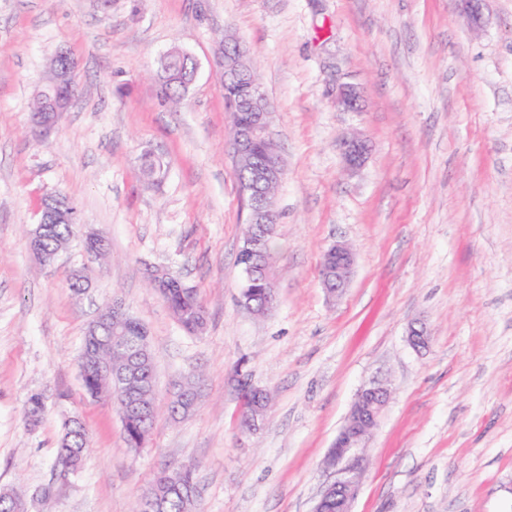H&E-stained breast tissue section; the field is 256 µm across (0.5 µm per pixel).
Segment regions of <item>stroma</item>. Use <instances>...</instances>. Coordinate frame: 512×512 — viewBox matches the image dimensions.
I'll return each mask as SVG.
<instances>
[{
  "label": "stroma",
  "instance_id": "1",
  "mask_svg": "<svg viewBox=\"0 0 512 512\" xmlns=\"http://www.w3.org/2000/svg\"><path fill=\"white\" fill-rule=\"evenodd\" d=\"M239 41L272 105L285 175L271 257L277 303H239L248 209L216 59ZM199 62L176 102L158 61ZM77 93L47 137L30 127L37 81L58 51ZM346 86L363 107L336 104ZM370 146L348 171L339 145ZM152 148L157 183L140 169ZM75 200L109 241L72 239L54 265L28 250L44 195ZM356 252L344 294L325 293L323 251ZM89 267L91 288L68 286ZM198 289L204 332L183 331L145 270ZM121 298L149 330L158 411L128 448L112 403L85 390L80 353L99 309ZM430 344L416 351L412 324ZM270 389L263 431L244 435L236 369ZM196 411L172 419L174 383ZM392 398L367 442L352 512H512V0H0V490L27 512H136L163 469L195 468L197 512H312L334 480L328 449L361 387ZM46 410L28 426L31 395ZM91 440L61 474L65 419Z\"/></svg>",
  "mask_w": 512,
  "mask_h": 512
}]
</instances>
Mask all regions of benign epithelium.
Here are the masks:
<instances>
[{
  "label": "benign epithelium",
  "mask_w": 512,
  "mask_h": 512,
  "mask_svg": "<svg viewBox=\"0 0 512 512\" xmlns=\"http://www.w3.org/2000/svg\"><path fill=\"white\" fill-rule=\"evenodd\" d=\"M217 67L233 100L231 111L247 113L234 128L232 146L236 159L245 161L256 148H264L263 153L250 167L248 179L241 185L242 193L250 197L249 223L257 225V233L245 241L240 265L245 282L253 284L262 281L269 284L272 282L271 267L265 262L261 244L270 235L265 225L274 220L275 211L274 203L266 197L264 190L280 182L283 173L281 157L270 133L271 104L257 86L248 62V51L239 42H224V50L217 58ZM74 75L75 65L67 54H57L52 58L48 77L36 88L35 96L42 105V112L31 121L34 133L49 135L57 128L60 114L68 109L74 97ZM338 103L343 109L355 112L360 105L359 93L349 86L340 92ZM340 150L346 165L357 169L364 164L369 147L364 140L353 136L341 143ZM62 221L73 225V236H83L87 253L98 257L107 250V239L104 236L95 232L81 233L82 222L72 210L68 197L55 193L42 205L38 223L27 234L28 248L40 263L49 265L59 254L60 249L48 250L44 248L42 241L47 225ZM325 255L329 263L322 275V286L330 295L340 296L350 282L355 255L343 241L331 244ZM106 316L114 322L124 320V301L119 298L112 299V302L99 311L95 321L100 322ZM408 341L417 351L428 348L430 336L426 326L420 324L410 327ZM233 381L236 382L240 394L241 407L251 404L244 432L256 434L265 422L266 414L259 408L260 396L265 393V389L254 385L241 372L234 376ZM389 398L390 390L376 381L358 392L349 417L338 432L324 461L325 467L334 471L336 479L321 493L314 512H326V508L333 505L336 506V512H351L359 478L365 468L363 448L377 426Z\"/></svg>",
  "instance_id": "7a95c632"
}]
</instances>
